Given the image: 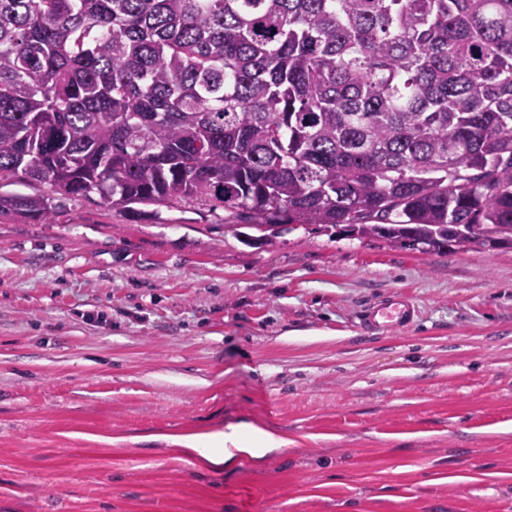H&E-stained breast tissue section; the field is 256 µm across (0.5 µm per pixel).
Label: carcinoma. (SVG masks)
Listing matches in <instances>:
<instances>
[{
    "label": "carcinoma",
    "instance_id": "1",
    "mask_svg": "<svg viewBox=\"0 0 512 512\" xmlns=\"http://www.w3.org/2000/svg\"><path fill=\"white\" fill-rule=\"evenodd\" d=\"M92 194L512 247V0H0V215Z\"/></svg>",
    "mask_w": 512,
    "mask_h": 512
}]
</instances>
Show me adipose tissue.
Returning a JSON list of instances; mask_svg holds the SVG:
<instances>
[{"instance_id": "obj_1", "label": "adipose tissue", "mask_w": 512, "mask_h": 512, "mask_svg": "<svg viewBox=\"0 0 512 512\" xmlns=\"http://www.w3.org/2000/svg\"><path fill=\"white\" fill-rule=\"evenodd\" d=\"M182 453H198L201 445L211 447V454L204 460L209 464H232L240 455L260 456L265 450L284 446L285 441L273 431L252 423L227 426L224 431L210 435L207 441L195 437H179L175 440Z\"/></svg>"}]
</instances>
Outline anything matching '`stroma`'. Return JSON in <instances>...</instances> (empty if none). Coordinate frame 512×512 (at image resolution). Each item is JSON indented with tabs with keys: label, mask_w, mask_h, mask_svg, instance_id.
Returning <instances> with one entry per match:
<instances>
[{
	"label": "stroma",
	"mask_w": 512,
	"mask_h": 512,
	"mask_svg": "<svg viewBox=\"0 0 512 512\" xmlns=\"http://www.w3.org/2000/svg\"><path fill=\"white\" fill-rule=\"evenodd\" d=\"M224 217L0 216V512H512V248ZM241 422L285 446L171 443ZM171 442L182 447L179 449L184 454L197 453L206 463L224 462V465L232 464L240 455L259 457L269 448H280L286 444V441L273 431L253 423L229 425L223 432L210 435L204 445L196 437L172 438ZM200 447L217 448V452L205 454Z\"/></svg>",
	"instance_id": "obj_1"
}]
</instances>
